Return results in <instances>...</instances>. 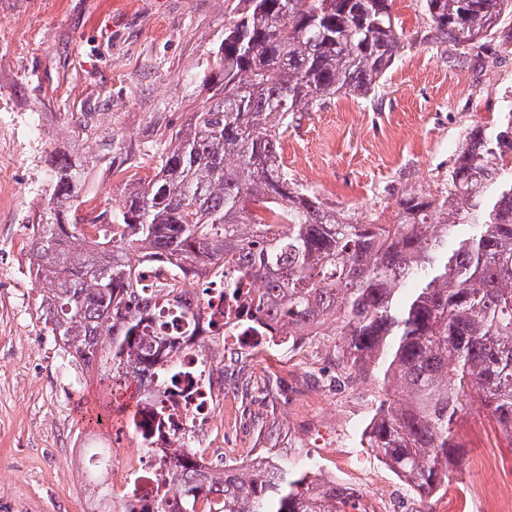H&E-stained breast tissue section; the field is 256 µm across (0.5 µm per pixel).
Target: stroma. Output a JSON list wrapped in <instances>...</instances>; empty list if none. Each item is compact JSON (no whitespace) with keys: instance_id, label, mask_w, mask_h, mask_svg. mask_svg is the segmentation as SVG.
<instances>
[{"instance_id":"35a3bbf8","label":"stroma","mask_w":512,"mask_h":512,"mask_svg":"<svg viewBox=\"0 0 512 512\" xmlns=\"http://www.w3.org/2000/svg\"><path fill=\"white\" fill-rule=\"evenodd\" d=\"M237 3L0 0V512H86L84 477L67 464L80 436H134L126 396L58 357L20 227L39 223L57 156L86 163L84 212L111 209L127 181L153 175L164 140L207 97L200 79ZM392 13L407 42L370 95L298 113L281 140L293 182L383 224L405 192L440 191L469 129L512 108V14L491 34L495 56L481 60L422 39L425 0H393ZM336 342L316 337L285 368L250 350L225 353L213 435L233 455L214 470L264 455L383 499L387 512H491L479 460L512 456V437L482 413L461 416L464 463L419 502L358 448L381 382L341 376ZM104 408L111 420L91 421Z\"/></svg>"}]
</instances>
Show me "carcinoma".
Segmentation results:
<instances>
[{
    "mask_svg": "<svg viewBox=\"0 0 512 512\" xmlns=\"http://www.w3.org/2000/svg\"><path fill=\"white\" fill-rule=\"evenodd\" d=\"M392 0H245L224 29L206 104L171 134L151 178L125 185L95 229L72 221L85 169L53 164L52 195L30 237L51 334L108 379H137L152 404L182 373L161 312L184 334L200 306L181 281L219 265L263 284L250 318L269 334L340 337L346 374L386 397L358 445L423 499L464 454L455 424L482 410L512 437V109L467 132L442 190L403 194L391 224L326 206L279 161L288 121L338 93L367 95L405 45ZM424 39L481 56L512 0H425ZM164 264L172 278L141 283ZM109 337L106 346L100 337ZM181 512H367L362 494L264 456L248 472L174 463Z\"/></svg>",
    "mask_w": 512,
    "mask_h": 512,
    "instance_id": "1",
    "label": "carcinoma"
}]
</instances>
